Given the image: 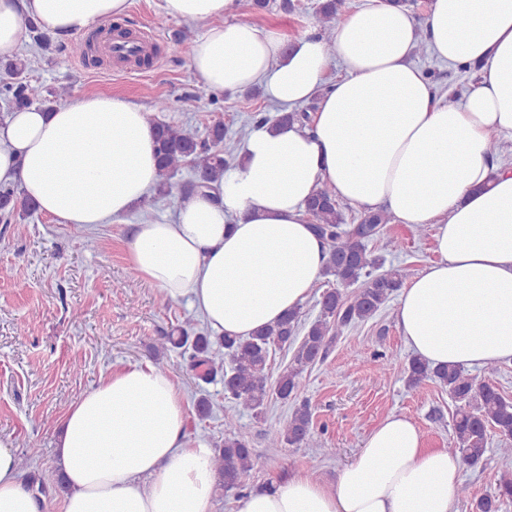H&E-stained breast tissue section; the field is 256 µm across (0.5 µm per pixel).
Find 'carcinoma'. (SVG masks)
<instances>
[{
  "mask_svg": "<svg viewBox=\"0 0 512 512\" xmlns=\"http://www.w3.org/2000/svg\"><path fill=\"white\" fill-rule=\"evenodd\" d=\"M344 0H322L317 9L318 23L329 32L325 37L326 52L332 51L330 32L339 22ZM33 39L41 49H53L59 65L68 64L72 58L88 56L90 44L76 40L52 44L32 27ZM26 63L22 59L3 64L0 76V98L11 108L29 107L34 100L31 87L24 77ZM255 122L288 124L298 122L308 125L307 111L281 112L272 118L255 115ZM155 152L159 167L158 192L165 194L172 189V178L185 168L192 170L199 179L183 185L191 192L209 187L218 181L234 155L232 146L226 144L224 124H213L206 136H201L191 126L157 124ZM313 230L326 247L327 259L323 275L336 278L337 287L327 290L319 301L318 315L302 322L301 312H288L275 323L264 326L248 338L226 336L222 340L224 354L212 352L210 337L205 332L195 333L189 339L186 329L179 336L166 337V342L180 348L192 342L191 361L195 369L207 367L208 375L224 369V398L232 400L260 416L268 401L276 397L283 401L297 399L303 387V374L312 364L324 361L340 336L351 326L374 317L400 291L406 274L399 268L378 272L380 260L372 255L368 245L376 240L391 216L384 211L364 214L360 223L344 224L343 213L336 195L328 186L321 187L306 203ZM36 205L21 195L17 186H0V220L5 224L17 215H30ZM365 279L363 287L350 292L346 288ZM294 347L293 356L276 378L269 382V361L272 348ZM432 380L448 391L456 404L453 416L452 439L463 464L476 467L482 464L490 451L488 433H494L505 458L512 457V398L487 377L472 374L460 365L433 367L418 357H413L407 368V385L411 389ZM313 414L309 402L301 401L294 407L286 427L273 435L268 442L274 454L286 446L308 447L313 442ZM219 485L224 491L245 494L252 488L253 471L257 465L254 449L244 434L229 432L224 446L215 449L212 459ZM28 488L44 494L49 490L61 491L64 485L59 473L43 470L33 477ZM462 498L473 501L474 512H502V506L512 501V471L500 473L495 487L475 497L468 485L457 489Z\"/></svg>",
  "mask_w": 512,
  "mask_h": 512,
  "instance_id": "carcinoma-1",
  "label": "carcinoma"
}]
</instances>
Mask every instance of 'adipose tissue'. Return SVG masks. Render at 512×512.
<instances>
[{"label": "adipose tissue", "instance_id": "ef3b65f1", "mask_svg": "<svg viewBox=\"0 0 512 512\" xmlns=\"http://www.w3.org/2000/svg\"><path fill=\"white\" fill-rule=\"evenodd\" d=\"M163 16L202 22L189 67L214 93L253 87L270 101L316 102L309 127L261 124L212 189L183 196L174 220L136 225L128 261L169 300H188L212 337H248L298 308L322 276L325 249L305 204L321 185L400 223L431 225L437 259L401 290L406 346L430 365L512 360V167L488 155L512 136V0H432L425 23L374 0L315 33L235 20L236 0H160ZM129 0H0V57L29 24L68 38L124 16ZM438 60L480 68L447 106L411 61L419 38ZM343 74L331 84L330 63ZM154 125L123 96L93 93L17 109L0 121V184L41 213L88 229L130 213L160 180ZM167 373L130 365L67 408L56 448L63 512H213L207 442ZM459 459L425 447L406 417L367 436L334 486L294 475L249 492L239 512H452ZM0 512H39L0 440Z\"/></svg>", "mask_w": 512, "mask_h": 512}]
</instances>
